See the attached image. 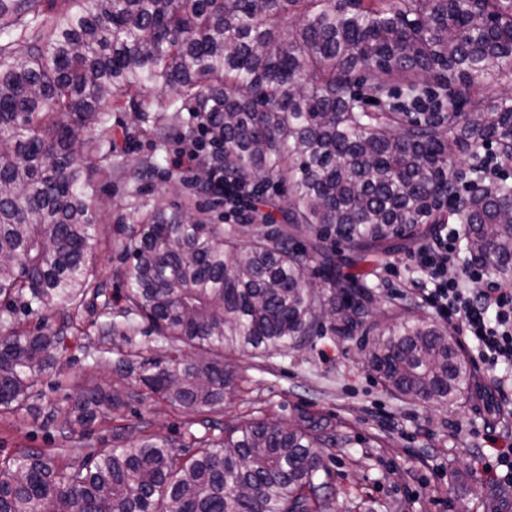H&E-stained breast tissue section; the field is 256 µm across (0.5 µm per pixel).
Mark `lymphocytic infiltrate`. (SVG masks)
Segmentation results:
<instances>
[{"label": "lymphocytic infiltrate", "instance_id": "f902f5d3", "mask_svg": "<svg viewBox=\"0 0 512 512\" xmlns=\"http://www.w3.org/2000/svg\"><path fill=\"white\" fill-rule=\"evenodd\" d=\"M461 230L453 224L436 227L432 239L412 251L409 261L429 280L418 289L420 302L432 314L452 325L460 340L477 352L480 374L512 365V288L484 287V267L471 264L464 277L452 276Z\"/></svg>", "mask_w": 512, "mask_h": 512}]
</instances>
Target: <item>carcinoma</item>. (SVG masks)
<instances>
[{
	"instance_id": "cac0c4a2",
	"label": "carcinoma",
	"mask_w": 512,
	"mask_h": 512,
	"mask_svg": "<svg viewBox=\"0 0 512 512\" xmlns=\"http://www.w3.org/2000/svg\"><path fill=\"white\" fill-rule=\"evenodd\" d=\"M177 97L145 101L151 90ZM372 98L376 108L367 106ZM178 112L195 101L224 144V182L289 192L280 228L242 244L224 225L157 205L137 218L116 276L126 300L180 355L139 380L157 400L213 412L236 389L224 353L270 358L320 321L351 331L371 293L336 279L351 257L385 255L462 225L470 260L512 281V0H44L0 3V307L70 306L96 286L94 177L109 112ZM470 174L459 194L462 158ZM454 200L448 209V199ZM325 272L329 293L307 277ZM57 333L0 340V407L20 410L56 361ZM366 360L391 390L455 402L471 368L448 327L407 316L375 328ZM119 397L89 388L82 426ZM208 428L188 459L153 436L78 465L28 450L0 459V512H325L335 441L318 422Z\"/></svg>"
}]
</instances>
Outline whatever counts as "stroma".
Segmentation results:
<instances>
[{"instance_id":"obj_1","label":"stroma","mask_w":512,"mask_h":512,"mask_svg":"<svg viewBox=\"0 0 512 512\" xmlns=\"http://www.w3.org/2000/svg\"><path fill=\"white\" fill-rule=\"evenodd\" d=\"M194 103L166 114L169 137L156 146L149 123L132 104L109 114L112 170L96 174V197L104 209L101 252L96 260L98 289L75 308L44 307L0 312V336L44 327L60 334L63 368L43 378L23 410L0 408V457L27 449L61 451L79 462L100 448L125 439L154 435L185 455L216 419L227 424L266 420L291 423L306 416L328 426L335 445L324 449L331 473L327 512H512V487L489 480L482 454L491 435L499 448H512V414L487 409L465 391L455 404L402 398L389 391L364 355L366 327L335 331L324 323L306 345L270 359L225 354L237 389L215 413H186L157 402L139 379L167 345L140 316H124L125 288L116 277L124 265L122 243L136 213L157 204L184 207L207 224H244L218 205L195 173L175 175L171 160L183 147V132L195 127ZM409 251L350 262L336 256V275L370 288L373 305L387 319L404 310L423 313L410 291ZM115 330L103 335L104 322ZM99 386L119 392L122 406L81 427L68 419L79 393Z\"/></svg>"}]
</instances>
